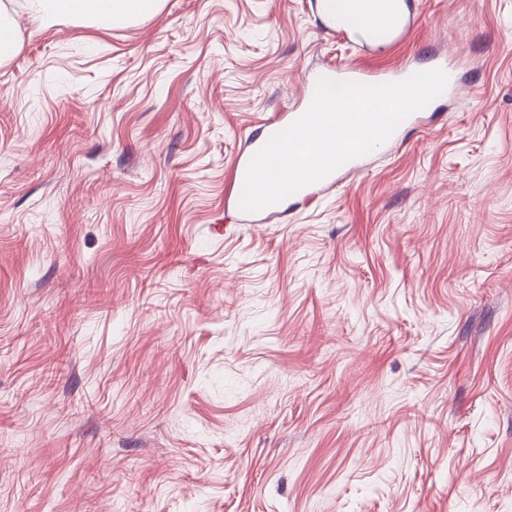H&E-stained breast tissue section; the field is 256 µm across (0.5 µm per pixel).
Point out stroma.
<instances>
[{"label": "stroma", "mask_w": 512, "mask_h": 512, "mask_svg": "<svg viewBox=\"0 0 512 512\" xmlns=\"http://www.w3.org/2000/svg\"><path fill=\"white\" fill-rule=\"evenodd\" d=\"M0 512H512V0H4ZM449 58L457 96L239 222L237 158L308 74ZM20 31L16 20L0 2V62L13 53L19 45ZM45 23L63 19L91 22L107 27L122 26L132 20L158 13L163 0H27ZM383 0H351L352 17L345 18L343 23H334L336 30L352 35L355 38L373 36L383 29H406L408 23L404 19H396L393 12L386 20L381 18Z\"/></svg>", "instance_id": "obj_1"}]
</instances>
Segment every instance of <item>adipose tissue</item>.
Masks as SVG:
<instances>
[{"mask_svg":"<svg viewBox=\"0 0 512 512\" xmlns=\"http://www.w3.org/2000/svg\"><path fill=\"white\" fill-rule=\"evenodd\" d=\"M43 22L63 19L91 22L108 27L121 26L158 13L163 0H30Z\"/></svg>","mask_w":512,"mask_h":512,"instance_id":"obj_1","label":"adipose tissue"}]
</instances>
